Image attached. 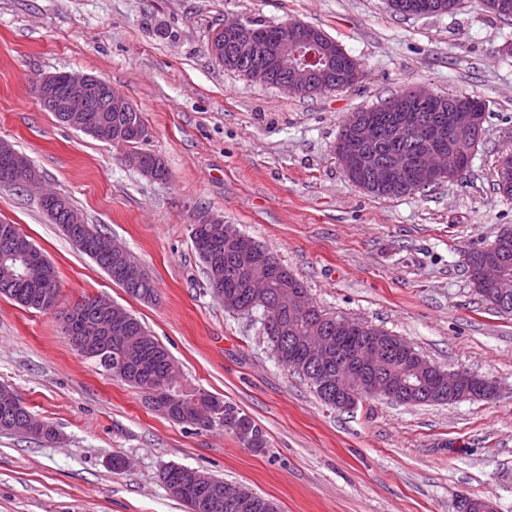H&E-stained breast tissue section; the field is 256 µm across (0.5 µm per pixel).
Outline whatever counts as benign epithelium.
<instances>
[{"mask_svg": "<svg viewBox=\"0 0 512 512\" xmlns=\"http://www.w3.org/2000/svg\"><path fill=\"white\" fill-rule=\"evenodd\" d=\"M250 23L242 19H224L221 29L236 37L232 55L239 61H247L255 55L258 41L249 29ZM316 30L303 23L288 24V31L277 41L268 44L266 60L253 69V80L266 83L274 73H291L294 82L302 92L309 91L316 85L320 68L307 64H288V51L297 46L316 43ZM36 95L47 111L64 113L68 118V126L77 130L82 128L79 113L81 112H130L133 104L122 94L112 88L99 77L81 72L66 71L50 73L36 81ZM433 92L426 88L407 89L401 97L403 105L399 115L392 119L385 128L384 142L391 147H399L406 140L413 138L423 144L430 145L427 162L412 168L415 186L434 183L438 180L454 181L465 173L462 161L455 153L448 150L447 139L465 134L478 124L479 111L477 102L471 98H458L450 101L448 112L434 115H422L406 105L408 101H429ZM0 155L9 164V180L18 182L28 188H36L41 184V177L27 156L13 150L9 145H0ZM346 170L366 169L371 180L377 185L385 184L390 176L392 164L385 161L373 147L370 123H361L353 128L349 135V145L345 150ZM512 271V258L508 254L496 257L495 264L485 269L479 268V276L489 285L497 284L500 276ZM276 305L288 311L290 316H309L310 305L304 293L297 288H279L275 291ZM331 329L318 325L307 342L306 362L313 375L325 372L330 377L340 376L342 387L346 392L337 396L338 405L349 410L366 397L383 396L393 399L400 389L406 387L405 375L421 373L432 365L419 353L412 344L406 342L398 346L393 342H385L381 336H360L364 343L363 354L359 357L341 348L342 337L329 336ZM82 340L88 350V356H101L100 328L91 324L86 328ZM336 351H331V348ZM405 356L408 359L406 374L391 377L377 370L392 355ZM448 390L449 403L472 399L479 395L492 400L497 396V387L488 379L474 373L458 370L454 372L437 371L435 388L423 398L427 403L437 404L442 401L443 390ZM461 512H496L488 500L463 496L460 500Z\"/></svg>", "mask_w": 512, "mask_h": 512, "instance_id": "obj_1", "label": "benign epithelium"}]
</instances>
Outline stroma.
I'll use <instances>...</instances> for the list:
<instances>
[{"label":"stroma","mask_w":512,"mask_h":512,"mask_svg":"<svg viewBox=\"0 0 512 512\" xmlns=\"http://www.w3.org/2000/svg\"><path fill=\"white\" fill-rule=\"evenodd\" d=\"M321 28L364 77L300 97L224 70L208 30L224 17ZM512 23L460 0L450 13L402 17L387 0H0V139L27 155L43 188L69 196L154 282L138 300L40 207L37 190L0 183V220L55 265L57 305L0 297V384L54 440L0 435V512H186L161 479L178 464L272 499L279 512H457L461 496L512 512V316L490 310L464 255L512 229L494 190L512 149ZM82 71L143 114V151L170 176L125 166L122 150L60 123L35 94L43 75ZM476 94L485 134L471 168L399 198L346 177L336 142L346 118L404 88ZM206 211L235 225L306 286L325 312L402 336L441 370L496 383L492 400L401 405L383 397L327 407L279 363L254 318L226 311L195 252ZM128 309L166 347L181 382L234 404L267 446L178 424L138 389L80 355L66 314L88 297ZM126 461L112 467L113 457Z\"/></svg>","instance_id":"35a3bbf8"}]
</instances>
